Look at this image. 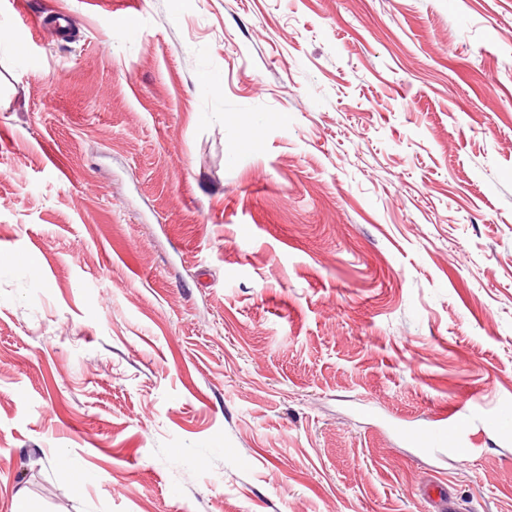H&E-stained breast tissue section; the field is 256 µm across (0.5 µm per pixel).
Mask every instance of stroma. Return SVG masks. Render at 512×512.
Masks as SVG:
<instances>
[{"instance_id":"obj_1","label":"stroma","mask_w":512,"mask_h":512,"mask_svg":"<svg viewBox=\"0 0 512 512\" xmlns=\"http://www.w3.org/2000/svg\"><path fill=\"white\" fill-rule=\"evenodd\" d=\"M475 397L512 0H0V512H512V429L397 431ZM456 411L444 408L438 413V423L409 434V443L420 452L443 455L449 453L460 461L475 456L480 448H473L467 423L459 422Z\"/></svg>"}]
</instances>
